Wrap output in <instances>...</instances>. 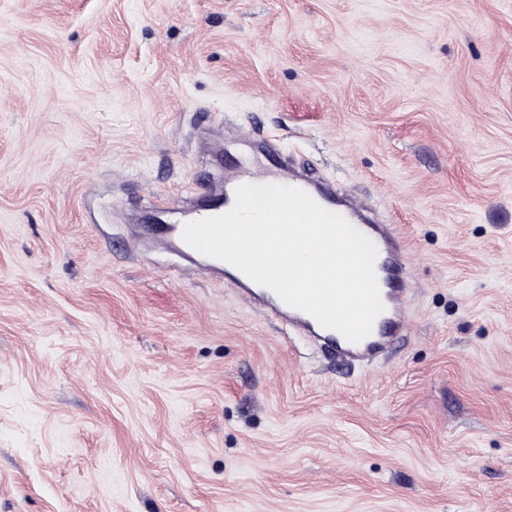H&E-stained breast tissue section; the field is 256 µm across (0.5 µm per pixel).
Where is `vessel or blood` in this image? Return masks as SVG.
<instances>
[{
    "label": "vessel or blood",
    "instance_id": "vessel-or-blood-1",
    "mask_svg": "<svg viewBox=\"0 0 512 512\" xmlns=\"http://www.w3.org/2000/svg\"><path fill=\"white\" fill-rule=\"evenodd\" d=\"M256 149L265 157L266 168H249L240 162L226 163L224 186L221 190L211 193L208 204L182 214L175 222L153 225V239L158 243L173 246L176 252L192 260L197 257L198 252L183 241L184 225L229 211L235 203L238 186L245 183H276L305 191L323 208L343 216L354 228L369 238L377 249L375 273L385 310L376 318L367 337L357 343L350 342L340 332L323 327L310 314L284 303L271 289L258 287L256 282L243 272L233 271L231 264L225 261L208 258L207 264L211 274L218 280L223 278L226 272H234L237 292L246 304L262 314L279 319L300 335L329 344L348 362H369L386 356L393 338L406 329L407 312L412 300V290L403 262L404 244L395 226L364 217V204L352 199H337L332 190L291 169L267 142H259Z\"/></svg>",
    "mask_w": 512,
    "mask_h": 512
}]
</instances>
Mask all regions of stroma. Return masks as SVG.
<instances>
[{
	"instance_id": "1",
	"label": "stroma",
	"mask_w": 512,
	"mask_h": 512,
	"mask_svg": "<svg viewBox=\"0 0 512 512\" xmlns=\"http://www.w3.org/2000/svg\"><path fill=\"white\" fill-rule=\"evenodd\" d=\"M205 127L395 225L387 361L142 251ZM0 512H512V0H0Z\"/></svg>"
}]
</instances>
